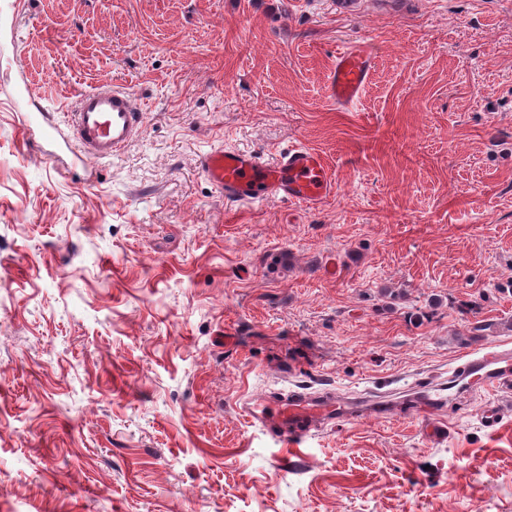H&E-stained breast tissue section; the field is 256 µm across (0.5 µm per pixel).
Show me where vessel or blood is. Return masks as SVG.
<instances>
[{
	"label": "vessel or blood",
	"instance_id": "obj_1",
	"mask_svg": "<svg viewBox=\"0 0 512 512\" xmlns=\"http://www.w3.org/2000/svg\"><path fill=\"white\" fill-rule=\"evenodd\" d=\"M374 57L360 45L340 49L329 73L330 93L342 108L361 98ZM142 106L127 90L101 85L80 93L69 114L70 135L50 140L53 152H69L97 160L111 159L141 128ZM200 168L217 193L233 202L280 198L316 206L336 189V179L322 157L304 146H291L275 160L256 151L220 146L205 153ZM476 386L493 390L512 381V356L497 352L472 354L461 367ZM252 423L271 439L296 444L328 422L344 419L335 397L294 392L285 397H251L244 404Z\"/></svg>",
	"mask_w": 512,
	"mask_h": 512
}]
</instances>
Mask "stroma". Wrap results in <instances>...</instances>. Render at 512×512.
<instances>
[{
    "label": "stroma",
    "mask_w": 512,
    "mask_h": 512,
    "mask_svg": "<svg viewBox=\"0 0 512 512\" xmlns=\"http://www.w3.org/2000/svg\"><path fill=\"white\" fill-rule=\"evenodd\" d=\"M103 83L140 132L44 159L29 116ZM299 143L315 208L199 167ZM482 350L512 351V0H0V512H512V393L409 409ZM292 391L398 412L286 446L243 402ZM374 59L372 53L357 44L347 45L336 53L328 78L336 105L349 108L359 101L367 86Z\"/></svg>",
    "instance_id": "1"
}]
</instances>
